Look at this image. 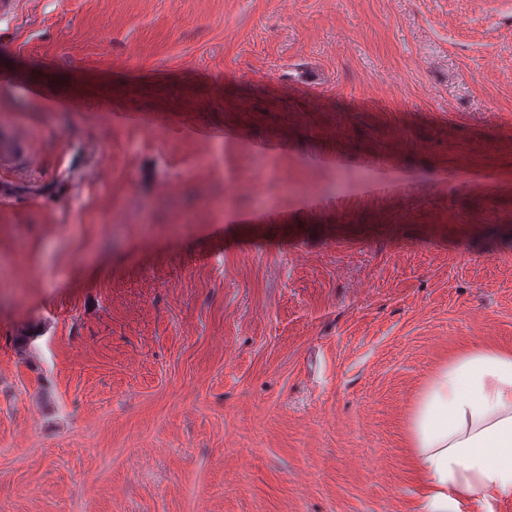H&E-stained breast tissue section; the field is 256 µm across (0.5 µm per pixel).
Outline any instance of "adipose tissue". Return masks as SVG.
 Segmentation results:
<instances>
[{"mask_svg":"<svg viewBox=\"0 0 512 512\" xmlns=\"http://www.w3.org/2000/svg\"><path fill=\"white\" fill-rule=\"evenodd\" d=\"M406 438L420 484L418 512H489L512 497V349L467 345L426 378Z\"/></svg>","mask_w":512,"mask_h":512,"instance_id":"adipose-tissue-1","label":"adipose tissue"}]
</instances>
